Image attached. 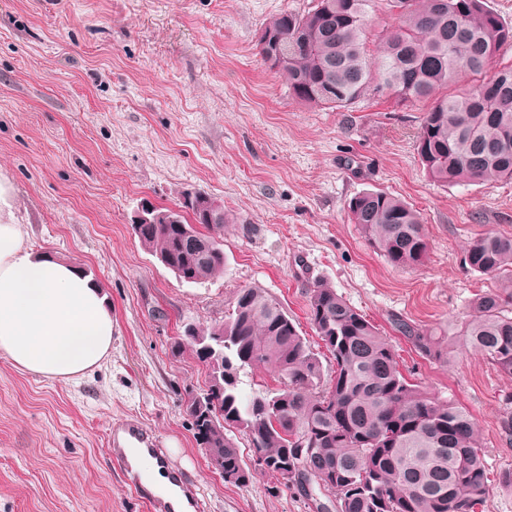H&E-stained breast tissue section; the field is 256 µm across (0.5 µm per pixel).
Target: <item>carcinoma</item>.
Segmentation results:
<instances>
[{"label": "carcinoma", "instance_id": "cac0c4a2", "mask_svg": "<svg viewBox=\"0 0 512 512\" xmlns=\"http://www.w3.org/2000/svg\"><path fill=\"white\" fill-rule=\"evenodd\" d=\"M373 0H314L304 13L284 11L258 38L259 55L302 104L348 108L373 94L422 103L417 154L438 182L512 180V66L489 71L512 46L487 0H384L397 25L370 46L365 18ZM369 246L396 268L429 255L420 213L382 190L348 205ZM180 224H154L142 244L176 277L199 283L224 268V244L196 210ZM467 267L497 279L478 294L456 336L436 334L401 316L392 326L422 356H482L512 375V235L467 239ZM309 315L329 354L332 375L300 335L280 301L262 288H240L224 323L178 337L208 370L207 389L185 411L208 461L224 481L251 476L229 432L250 442L254 465L272 475L307 509L330 512H478L491 483L475 418L452 399L430 394L400 368L391 340L324 284L309 290ZM262 366L280 387L242 400L237 372Z\"/></svg>", "mask_w": 512, "mask_h": 512}]
</instances>
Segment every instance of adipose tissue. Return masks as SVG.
<instances>
[{
    "mask_svg": "<svg viewBox=\"0 0 512 512\" xmlns=\"http://www.w3.org/2000/svg\"><path fill=\"white\" fill-rule=\"evenodd\" d=\"M113 331L97 283L35 252L25 225L0 219V355L18 370L71 379L100 364Z\"/></svg>",
    "mask_w": 512,
    "mask_h": 512,
    "instance_id": "1",
    "label": "adipose tissue"
}]
</instances>
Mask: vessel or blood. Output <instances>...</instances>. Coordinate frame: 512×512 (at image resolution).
<instances>
[{
    "mask_svg": "<svg viewBox=\"0 0 512 512\" xmlns=\"http://www.w3.org/2000/svg\"><path fill=\"white\" fill-rule=\"evenodd\" d=\"M112 443L114 459L151 512H174L173 504L177 501L189 512H197L199 499L195 485L169 468L160 442L151 431L139 424H118L112 428ZM159 475L168 480L163 495L153 490L154 479Z\"/></svg>",
    "mask_w": 512,
    "mask_h": 512,
    "instance_id": "obj_1",
    "label": "vessel or blood"
}]
</instances>
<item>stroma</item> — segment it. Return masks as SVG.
<instances>
[{"label":"stroma","instance_id":"stroma-1","mask_svg":"<svg viewBox=\"0 0 512 512\" xmlns=\"http://www.w3.org/2000/svg\"><path fill=\"white\" fill-rule=\"evenodd\" d=\"M311 0H0V180L34 250L76 263L105 291L115 331L99 367L72 379L0 357V512H148L112 456L124 418L151 429L203 512H306L271 477L212 474L185 412L208 371L173 354L182 324L223 323L237 289L277 297L314 352L308 293L322 283L391 338L406 375L475 417L492 492L512 512V440L499 430L512 375L479 356L444 364L390 318L455 330L495 279L463 263L468 238L512 234V181L443 186L416 150L421 106L369 95L348 109L289 96L264 65L261 29ZM382 189L424 220L429 258L401 270L374 252L348 203ZM223 200L224 269L181 281L139 240L143 200Z\"/></svg>","mask_w":512,"mask_h":512}]
</instances>
